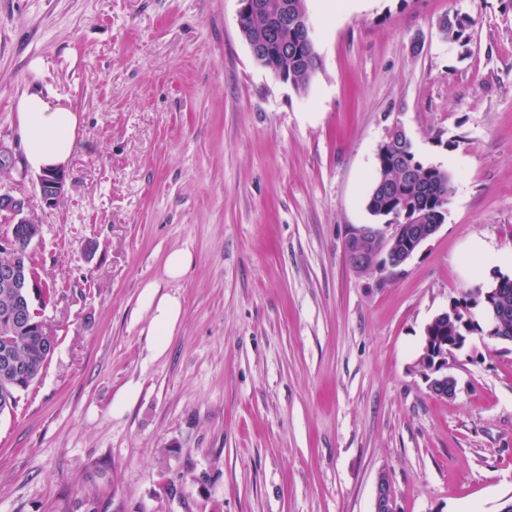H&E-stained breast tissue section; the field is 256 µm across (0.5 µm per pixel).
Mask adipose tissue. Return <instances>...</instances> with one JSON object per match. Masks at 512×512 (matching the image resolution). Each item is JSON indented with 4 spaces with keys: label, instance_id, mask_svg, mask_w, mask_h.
Segmentation results:
<instances>
[{
    "label": "adipose tissue",
    "instance_id": "obj_1",
    "mask_svg": "<svg viewBox=\"0 0 512 512\" xmlns=\"http://www.w3.org/2000/svg\"><path fill=\"white\" fill-rule=\"evenodd\" d=\"M20 140L27 165L36 171L49 166H65L72 153L77 116L36 93L24 94L19 101ZM141 300L150 312V349L162 354L168 347L181 316L177 297L160 293L157 284H146Z\"/></svg>",
    "mask_w": 512,
    "mask_h": 512
}]
</instances>
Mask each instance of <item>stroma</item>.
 I'll list each match as a JSON object with an SVG mask.
<instances>
[{"label": "stroma", "mask_w": 512, "mask_h": 512, "mask_svg": "<svg viewBox=\"0 0 512 512\" xmlns=\"http://www.w3.org/2000/svg\"><path fill=\"white\" fill-rule=\"evenodd\" d=\"M238 0H0V144L37 92L78 127L55 206L35 170L0 189L44 224L58 347L0 415V512H401L512 502V350L475 344L440 398L414 365L469 284L468 239L512 249V0H307L319 67L258 64ZM475 19L465 42L440 20ZM402 127L453 178L402 267L357 270L351 227ZM192 255L166 279L169 253ZM179 297L149 349L146 283ZM131 392L122 411L117 395ZM180 485L171 499L164 479ZM373 512H399L393 486L387 476L378 477L374 493Z\"/></svg>", "instance_id": "stroma-1"}]
</instances>
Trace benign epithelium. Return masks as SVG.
<instances>
[{
    "label": "benign epithelium",
    "instance_id": "1",
    "mask_svg": "<svg viewBox=\"0 0 512 512\" xmlns=\"http://www.w3.org/2000/svg\"><path fill=\"white\" fill-rule=\"evenodd\" d=\"M288 16L292 27L301 31L306 42L312 41V26L305 7V0H290ZM37 181L42 199L54 205L66 192L67 174L62 168L45 169ZM0 222L7 228L0 233V288L12 297L11 313L23 317L34 309L40 312L54 305L49 292L52 285L41 276L31 250L19 251L14 246L16 227L22 226L23 236L32 246L43 237V224L28 212L25 199L0 191ZM385 225L392 228L385 234L373 224H363L351 229L347 253L351 265L360 270L376 263L397 268L410 260L420 247L440 229L438 224H419L417 218L405 210L391 213ZM471 331L451 340L440 342L426 337L416 366L429 390L438 397L456 395L457 381L448 373L450 362L455 359L470 340ZM373 512H399L393 486L386 475L378 477L374 493Z\"/></svg>",
    "mask_w": 512,
    "mask_h": 512
}]
</instances>
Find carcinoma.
Listing matches in <instances>:
<instances>
[{
	"mask_svg": "<svg viewBox=\"0 0 512 512\" xmlns=\"http://www.w3.org/2000/svg\"><path fill=\"white\" fill-rule=\"evenodd\" d=\"M262 2L265 4L262 12L256 14L250 10L240 14L239 25L245 33L258 35L269 22L288 13L289 0ZM279 31V38L265 48L260 61L280 71L296 89L304 90L319 67V58L314 50L298 41L291 25L282 26ZM303 56L309 57V62H301ZM384 146L385 154L377 162L366 198L368 212L381 219L383 210L391 212L401 203L418 216L420 224L443 223L452 191V175L440 166L419 160L410 138L401 127L392 129ZM498 281L499 292L493 306L465 292L462 300L448 309V318L443 320L442 329L436 335L456 336L467 320L485 346L495 342V337L503 330L512 337V277L502 273L498 275ZM40 321L41 315L31 316L30 326L17 331L10 342L11 350L18 359L38 368L49 362L41 337L35 335ZM31 386V381L4 379L3 368L0 367V407L14 409L18 395Z\"/></svg>",
	"mask_w": 512,
	"mask_h": 512,
	"instance_id": "cac0c4a2",
	"label": "carcinoma"
}]
</instances>
